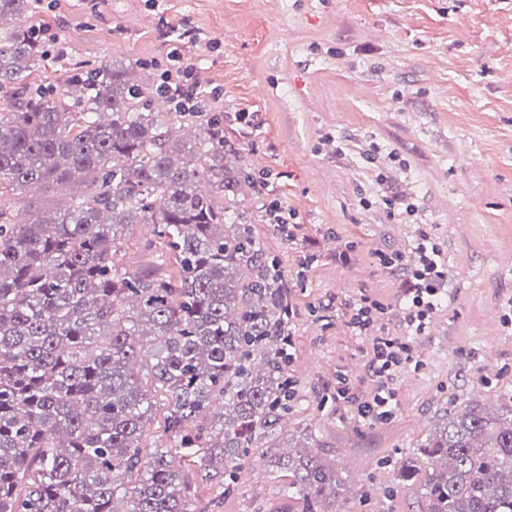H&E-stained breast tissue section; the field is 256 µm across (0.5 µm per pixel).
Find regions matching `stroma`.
Instances as JSON below:
<instances>
[{
	"instance_id": "35a3bbf8",
	"label": "stroma",
	"mask_w": 512,
	"mask_h": 512,
	"mask_svg": "<svg viewBox=\"0 0 512 512\" xmlns=\"http://www.w3.org/2000/svg\"><path fill=\"white\" fill-rule=\"evenodd\" d=\"M31 24L69 62L131 64L149 83L172 66L168 26L196 30L176 49L219 92L211 110L238 150L227 165L255 182L234 206L292 292L297 404L282 434L311 436L335 463L344 512H425L418 484L394 486V460L440 410L512 394V0H40ZM274 200L296 240L267 222ZM423 230L443 248L449 295L395 377L394 418L371 425L336 398L341 372L356 396L374 387L372 340L346 306L377 300L398 327L377 254H412ZM252 461L230 488L195 483L197 502L286 512L285 472L265 449Z\"/></svg>"
}]
</instances>
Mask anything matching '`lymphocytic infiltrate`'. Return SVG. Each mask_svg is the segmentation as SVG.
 Masks as SVG:
<instances>
[{
  "label": "lymphocytic infiltrate",
  "instance_id": "lymphocytic-infiltrate-1",
  "mask_svg": "<svg viewBox=\"0 0 512 512\" xmlns=\"http://www.w3.org/2000/svg\"><path fill=\"white\" fill-rule=\"evenodd\" d=\"M381 269L396 281L403 329L391 333L388 309L370 298L348 305L349 324L357 333L372 339V357L368 370L374 382L373 392L358 397L351 391L347 374L336 377L337 400L354 406L359 419L370 424L391 420L397 411L393 388L397 372L415 360L412 340L424 333L437 311L448 281V268L443 250L429 234H421L412 256L382 252L378 255Z\"/></svg>",
  "mask_w": 512,
  "mask_h": 512
}]
</instances>
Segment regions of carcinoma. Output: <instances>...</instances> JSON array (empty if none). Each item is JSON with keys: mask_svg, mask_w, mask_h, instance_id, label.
<instances>
[{"mask_svg": "<svg viewBox=\"0 0 512 512\" xmlns=\"http://www.w3.org/2000/svg\"><path fill=\"white\" fill-rule=\"evenodd\" d=\"M38 0H0V197L86 185L34 219L0 205V512H207L171 449L142 442L159 389L164 432L203 482H226L263 441L291 477L296 512H336L343 478L308 445L286 454L278 423L295 403L290 292L232 201L252 184L228 174L218 116L190 155L159 113L160 85L130 65L31 80L46 54L23 18ZM155 225L150 267L115 262L122 231ZM147 368L150 380L135 373ZM420 484L426 512H512V395L444 413L397 477Z\"/></svg>", "mask_w": 512, "mask_h": 512, "instance_id": "cac0c4a2", "label": "carcinoma"}]
</instances>
